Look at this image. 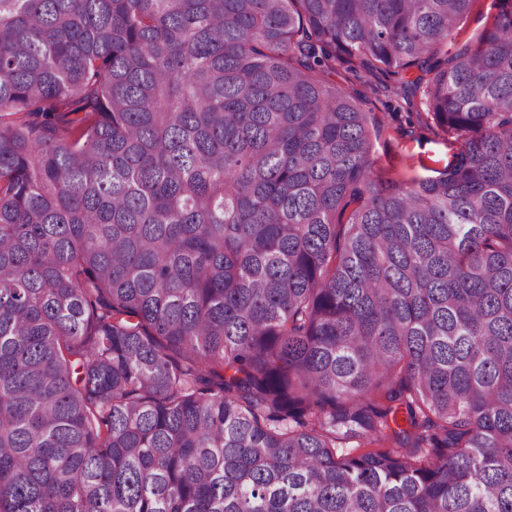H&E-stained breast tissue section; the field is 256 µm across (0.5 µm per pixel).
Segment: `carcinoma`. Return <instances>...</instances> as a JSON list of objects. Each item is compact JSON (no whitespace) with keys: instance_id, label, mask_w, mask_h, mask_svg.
<instances>
[{"instance_id":"obj_1","label":"carcinoma","mask_w":512,"mask_h":512,"mask_svg":"<svg viewBox=\"0 0 512 512\" xmlns=\"http://www.w3.org/2000/svg\"><path fill=\"white\" fill-rule=\"evenodd\" d=\"M475 2L0 0V512H512V0L446 52ZM342 58L453 161L379 178Z\"/></svg>"}]
</instances>
